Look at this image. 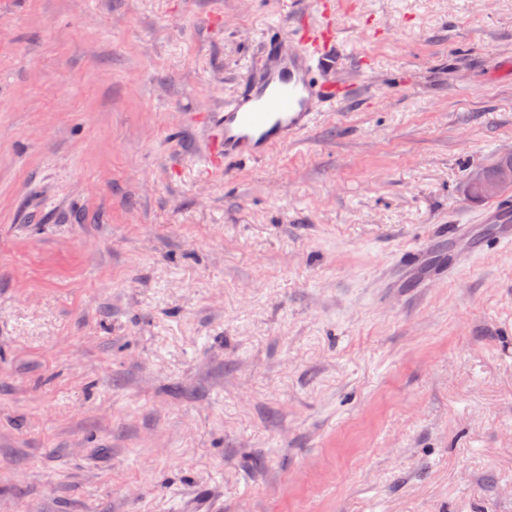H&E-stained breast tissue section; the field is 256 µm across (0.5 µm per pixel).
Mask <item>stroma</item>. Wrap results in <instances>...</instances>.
I'll use <instances>...</instances> for the list:
<instances>
[{
	"label": "stroma",
	"instance_id": "obj_1",
	"mask_svg": "<svg viewBox=\"0 0 512 512\" xmlns=\"http://www.w3.org/2000/svg\"><path fill=\"white\" fill-rule=\"evenodd\" d=\"M298 12L353 91L215 162ZM508 58L512 0H0V512H512ZM503 159L507 164L501 167L500 174L496 177H490L487 173L489 175L496 174L500 159L493 166L485 169L487 173L485 170L476 169L471 174L467 183L466 194L470 197L482 198L483 200L494 198L502 191L504 192L505 190L511 189L512 153L505 155ZM489 223L500 224L495 236L496 245L508 246L512 244V200L504 201L492 207L487 214Z\"/></svg>",
	"mask_w": 512,
	"mask_h": 512
}]
</instances>
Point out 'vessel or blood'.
Masks as SVG:
<instances>
[{"label":"vessel or blood","mask_w":512,"mask_h":512,"mask_svg":"<svg viewBox=\"0 0 512 512\" xmlns=\"http://www.w3.org/2000/svg\"><path fill=\"white\" fill-rule=\"evenodd\" d=\"M264 66L259 80L247 83L223 111L210 115L221 134L225 159L256 161L288 143L315 121L334 95L319 79L332 60L326 45L317 50H286L283 36L270 31L264 39ZM488 222L497 224L496 244H512V200L492 207Z\"/></svg>","instance_id":"1"}]
</instances>
